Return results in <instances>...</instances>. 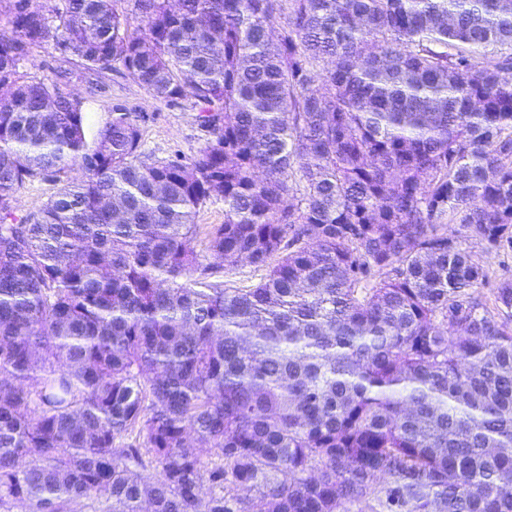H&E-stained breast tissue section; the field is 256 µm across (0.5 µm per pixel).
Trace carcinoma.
Segmentation results:
<instances>
[{
  "mask_svg": "<svg viewBox=\"0 0 512 512\" xmlns=\"http://www.w3.org/2000/svg\"><path fill=\"white\" fill-rule=\"evenodd\" d=\"M27 2L0 0V512H512V281L488 307L468 245L512 249V0H133L140 31ZM44 44L210 138L155 159L117 105L88 141L87 98L20 80ZM241 261L265 275L225 287ZM58 188L51 178H40L27 182L15 194V214L18 217L36 216ZM224 223V202H208L202 207L196 216V224L199 225V235L197 239V250L206 251L207 232L218 224Z\"/></svg>",
  "mask_w": 512,
  "mask_h": 512,
  "instance_id": "obj_1",
  "label": "carcinoma"
}]
</instances>
